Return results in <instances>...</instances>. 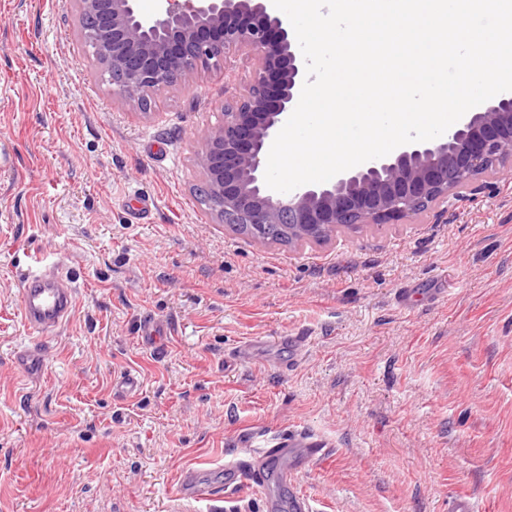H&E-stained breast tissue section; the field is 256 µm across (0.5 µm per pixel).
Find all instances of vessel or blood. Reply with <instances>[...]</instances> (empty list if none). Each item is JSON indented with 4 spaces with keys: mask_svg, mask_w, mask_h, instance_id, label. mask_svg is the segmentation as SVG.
Masks as SVG:
<instances>
[{
    "mask_svg": "<svg viewBox=\"0 0 512 512\" xmlns=\"http://www.w3.org/2000/svg\"><path fill=\"white\" fill-rule=\"evenodd\" d=\"M61 258L29 255L20 270L21 306L28 326L46 335L65 325L74 310L77 290L62 273ZM325 441L303 431L289 429L264 438L250 459L225 462L223 482L209 478L207 471L192 466L182 469L177 495L191 503L210 502L245 489H258L267 512H310L308 502L293 490L297 471L324 458Z\"/></svg>",
    "mask_w": 512,
    "mask_h": 512,
    "instance_id": "1",
    "label": "vessel or blood"
}]
</instances>
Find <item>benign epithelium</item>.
Listing matches in <instances>:
<instances>
[{"label": "benign epithelium", "mask_w": 512, "mask_h": 512, "mask_svg": "<svg viewBox=\"0 0 512 512\" xmlns=\"http://www.w3.org/2000/svg\"><path fill=\"white\" fill-rule=\"evenodd\" d=\"M84 42L112 95L150 111L146 99L226 68L243 53L252 71L244 92L197 154L206 205L256 240L270 225L288 244L321 243L341 228L393 224L446 203L454 191L512 166V93L468 111L447 134L403 145L325 186L280 198L265 184V157L295 109L306 79L296 35L266 0H162L143 15L138 0H76Z\"/></svg>", "instance_id": "1"}]
</instances>
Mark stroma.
Wrapping results in <instances>:
<instances>
[{
  "label": "stroma",
  "mask_w": 512,
  "mask_h": 512,
  "mask_svg": "<svg viewBox=\"0 0 512 512\" xmlns=\"http://www.w3.org/2000/svg\"><path fill=\"white\" fill-rule=\"evenodd\" d=\"M74 0H0V512H189L183 467L298 429L332 453L295 479L313 512H512V171L396 224L322 245L232 232L195 195V158L242 63L113 98ZM152 200L132 219L127 193ZM62 256L73 316L38 337L23 253ZM433 301L397 306L403 288ZM168 324L159 347L141 319ZM305 339L300 356L271 348ZM260 343L256 357L233 348ZM41 344L27 376L15 352ZM136 395L113 387L128 369Z\"/></svg>",
  "instance_id": "stroma-1"
}]
</instances>
